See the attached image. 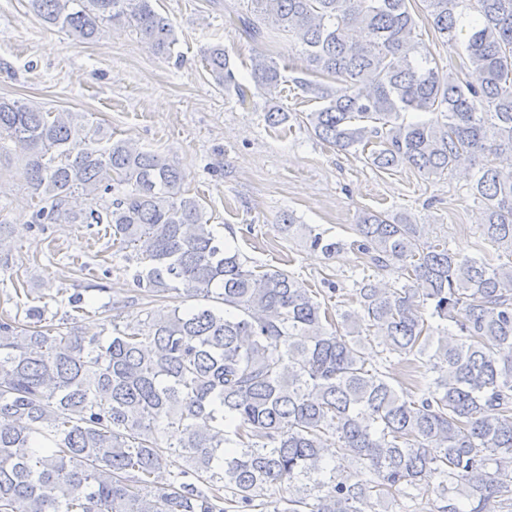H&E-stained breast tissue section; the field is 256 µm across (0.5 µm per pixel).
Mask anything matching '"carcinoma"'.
<instances>
[{"label": "carcinoma", "instance_id": "cac0c4a2", "mask_svg": "<svg viewBox=\"0 0 512 512\" xmlns=\"http://www.w3.org/2000/svg\"><path fill=\"white\" fill-rule=\"evenodd\" d=\"M29 2L76 44L119 24L174 54L153 0ZM247 2L234 18L244 33L287 35L322 78L296 81L321 103L306 115L317 139L378 170L467 168L484 236L512 254V0H424L439 35L464 36L463 78L415 40L408 0ZM204 61L247 102L223 45ZM250 75L267 124L287 123L267 50ZM10 142L38 199L32 223L105 225L143 296L187 306L147 307L139 329L114 305L109 336L56 324L44 306L0 317V512H376L435 475L437 512L512 507V265L433 244L407 213L367 211L351 246L405 283L362 280L336 319L289 272L249 267L166 156L80 112L1 97L0 153ZM277 229L328 256L346 246L289 211ZM364 332L434 378L417 396L397 390L365 357Z\"/></svg>", "mask_w": 512, "mask_h": 512}]
</instances>
